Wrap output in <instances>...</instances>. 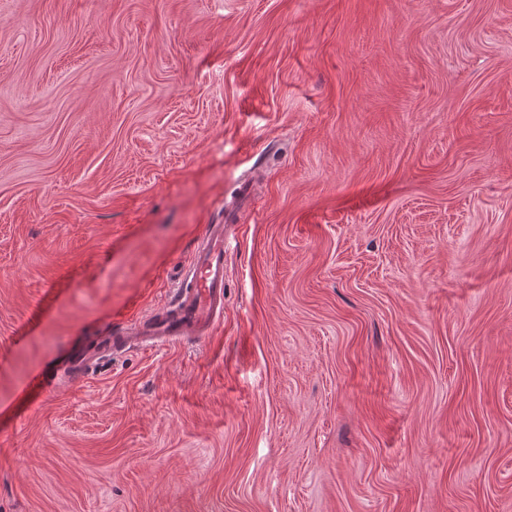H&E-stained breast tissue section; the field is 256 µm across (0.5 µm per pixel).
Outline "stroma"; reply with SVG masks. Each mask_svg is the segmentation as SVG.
<instances>
[{"mask_svg": "<svg viewBox=\"0 0 512 512\" xmlns=\"http://www.w3.org/2000/svg\"><path fill=\"white\" fill-rule=\"evenodd\" d=\"M0 512H512V0H0ZM228 224H206L187 262L173 297L148 317L86 343L68 358L66 374L74 379L132 346L153 350L185 340L211 336L224 320V262ZM71 374V375H70Z\"/></svg>", "mask_w": 512, "mask_h": 512, "instance_id": "stroma-1", "label": "stroma"}]
</instances>
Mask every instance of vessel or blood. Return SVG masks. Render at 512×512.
<instances>
[{
    "mask_svg": "<svg viewBox=\"0 0 512 512\" xmlns=\"http://www.w3.org/2000/svg\"><path fill=\"white\" fill-rule=\"evenodd\" d=\"M228 226L205 225L173 297L145 319L85 344L69 357L73 378L88 376L112 355L139 346L148 350L212 335L224 320V262Z\"/></svg>",
    "mask_w": 512,
    "mask_h": 512,
    "instance_id": "b4317fda",
    "label": "vessel or blood"
}]
</instances>
